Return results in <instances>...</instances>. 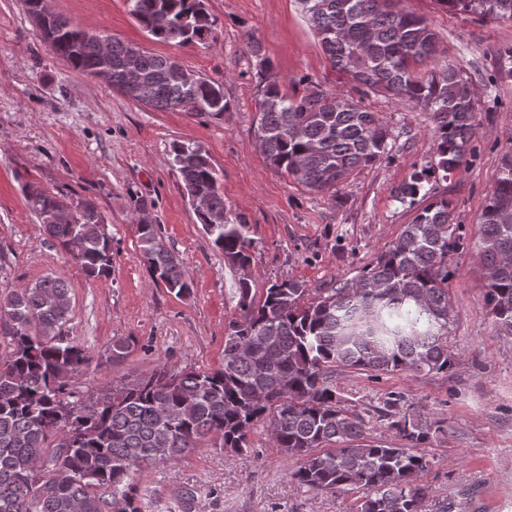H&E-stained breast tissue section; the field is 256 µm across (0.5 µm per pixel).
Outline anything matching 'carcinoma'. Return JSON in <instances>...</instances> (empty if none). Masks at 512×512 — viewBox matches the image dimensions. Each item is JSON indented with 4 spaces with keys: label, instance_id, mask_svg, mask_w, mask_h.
Returning a JSON list of instances; mask_svg holds the SVG:
<instances>
[{
    "label": "carcinoma",
    "instance_id": "obj_1",
    "mask_svg": "<svg viewBox=\"0 0 512 512\" xmlns=\"http://www.w3.org/2000/svg\"><path fill=\"white\" fill-rule=\"evenodd\" d=\"M130 13L153 37L190 47L216 38L218 22L205 0H129ZM404 0H299L332 66L360 96L405 99L434 112V159L397 193L414 202L422 183L448 179L466 166L476 134L472 80L454 63L438 65V37ZM448 11L512 22V0H435ZM49 50L86 76L108 60L111 86L155 111L218 118L229 108L222 84L198 78L169 57L119 40L103 52L97 37L53 13L45 20ZM259 79L255 135L269 164L312 193L336 196L357 169L380 162L391 131L351 96L308 82L288 94L262 53L247 46ZM181 185L205 198L202 229L243 271L237 307L224 336V361L213 371L159 364L150 376L103 389L90 405L78 387L91 356L66 336L68 282L48 276L0 300V512H192L194 492L156 500L136 475L175 461L213 436L242 453L253 426L268 424L281 452L300 460L289 478L310 492L344 487L365 492L356 512H423L421 478L429 460L414 452L437 429L408 413L385 414L399 446L364 438V422L336 397L338 367L374 372H447L453 310L448 301L450 253L464 245L448 199L423 207L394 245L359 277L314 297L295 280L252 294L249 224L224 204L209 156L173 145ZM45 233L89 278L112 270V236L96 204L68 202L28 189ZM477 246L486 270L485 302L495 332L512 336V148L478 218ZM143 261L178 296L192 279L161 241L156 225L137 222Z\"/></svg>",
    "mask_w": 512,
    "mask_h": 512
}]
</instances>
